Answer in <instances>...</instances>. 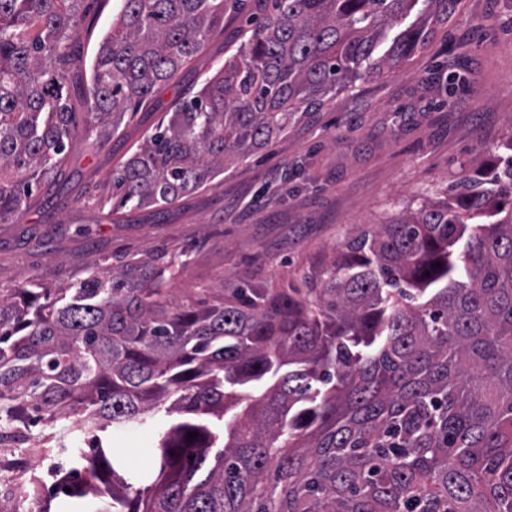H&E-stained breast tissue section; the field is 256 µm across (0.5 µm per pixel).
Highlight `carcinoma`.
Here are the masks:
<instances>
[{
  "label": "carcinoma",
  "instance_id": "obj_1",
  "mask_svg": "<svg viewBox=\"0 0 512 512\" xmlns=\"http://www.w3.org/2000/svg\"><path fill=\"white\" fill-rule=\"evenodd\" d=\"M109 1L90 83L71 87L86 0H0L1 222L61 167L72 98L110 136L224 30V0H92ZM261 2L242 49L113 173V209L207 184L301 107L424 49L460 0ZM174 266L0 294V438L43 421L50 451L96 433L81 478L56 473L67 497L109 494L114 512H512V137L299 284L246 276L168 306ZM161 411L157 476L103 447Z\"/></svg>",
  "mask_w": 512,
  "mask_h": 512
}]
</instances>
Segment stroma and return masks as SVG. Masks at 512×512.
Masks as SVG:
<instances>
[{
	"mask_svg": "<svg viewBox=\"0 0 512 512\" xmlns=\"http://www.w3.org/2000/svg\"><path fill=\"white\" fill-rule=\"evenodd\" d=\"M256 0H224V30L189 60L112 140L79 131L61 179L0 223V289L33 279L66 286L92 264L187 263L169 284L197 288L254 276L280 288L355 229L437 198L512 135V0H460L424 50L376 79H359L242 159L212 185L161 210L111 215L112 170L142 145L183 93L237 53ZM26 449L0 444V512H27Z\"/></svg>",
	"mask_w": 512,
	"mask_h": 512,
	"instance_id": "35a3bbf8",
	"label": "stroma"
}]
</instances>
